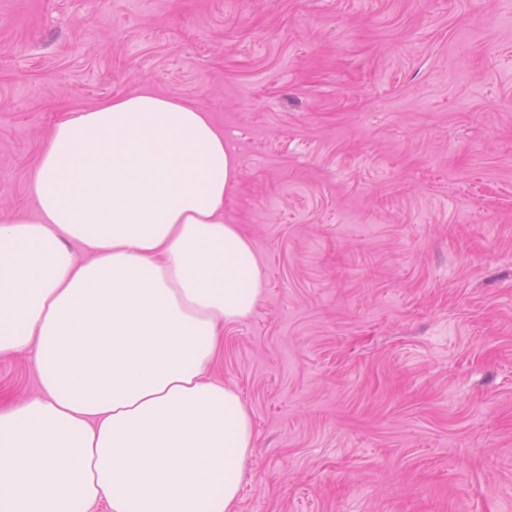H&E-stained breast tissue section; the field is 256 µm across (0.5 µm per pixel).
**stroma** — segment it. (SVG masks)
<instances>
[{
  "label": "stroma",
  "mask_w": 512,
  "mask_h": 512,
  "mask_svg": "<svg viewBox=\"0 0 512 512\" xmlns=\"http://www.w3.org/2000/svg\"><path fill=\"white\" fill-rule=\"evenodd\" d=\"M146 86L240 160L236 512H512V0H0V219L58 121ZM40 392L0 355V408Z\"/></svg>",
  "instance_id": "1"
}]
</instances>
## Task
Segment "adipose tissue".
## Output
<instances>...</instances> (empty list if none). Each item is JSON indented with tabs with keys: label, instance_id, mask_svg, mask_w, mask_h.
I'll list each match as a JSON object with an SVG mask.
<instances>
[{
	"label": "adipose tissue",
	"instance_id": "adipose-tissue-1",
	"mask_svg": "<svg viewBox=\"0 0 512 512\" xmlns=\"http://www.w3.org/2000/svg\"><path fill=\"white\" fill-rule=\"evenodd\" d=\"M238 172L148 89L50 131L33 214L0 223V355L32 349L41 383L0 410V512H235L253 423L210 370L264 281L224 221Z\"/></svg>",
	"mask_w": 512,
	"mask_h": 512
}]
</instances>
